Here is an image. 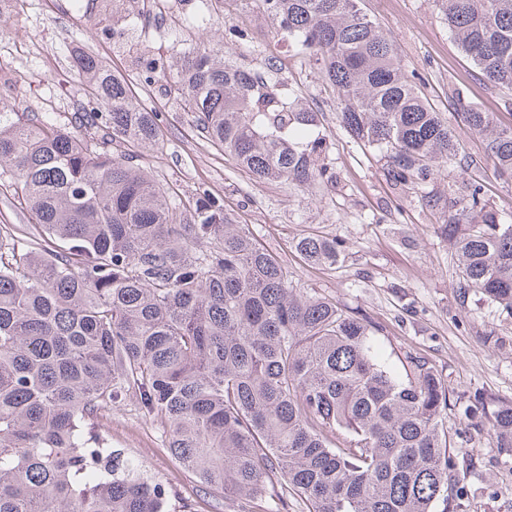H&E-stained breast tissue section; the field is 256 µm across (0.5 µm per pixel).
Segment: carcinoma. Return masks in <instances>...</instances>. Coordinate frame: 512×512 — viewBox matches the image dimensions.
<instances>
[{"label": "carcinoma", "mask_w": 512, "mask_h": 512, "mask_svg": "<svg viewBox=\"0 0 512 512\" xmlns=\"http://www.w3.org/2000/svg\"><path fill=\"white\" fill-rule=\"evenodd\" d=\"M479 74L512 91V0H436ZM337 93L352 139L387 158L395 186L418 187L456 163L458 144L357 0H261ZM89 83L76 117L104 137L0 115V178L41 229L0 251V512H176L142 464L90 436L128 400L166 429V448L239 512H434L469 468L451 452L448 409L486 423L512 456V401L466 399L420 359L393 371L375 327L335 299L292 284L202 184L181 198L142 153L163 147L162 119L82 51ZM177 95L197 131L258 182L307 190L329 181L317 114L258 73L197 47ZM486 163L512 179V129L468 109ZM448 208L463 294L512 314V224L483 185L462 181ZM294 249L333 269L342 245L307 235Z\"/></svg>", "instance_id": "carcinoma-1"}]
</instances>
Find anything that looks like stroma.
<instances>
[{
	"instance_id": "stroma-1",
	"label": "stroma",
	"mask_w": 512,
	"mask_h": 512,
	"mask_svg": "<svg viewBox=\"0 0 512 512\" xmlns=\"http://www.w3.org/2000/svg\"><path fill=\"white\" fill-rule=\"evenodd\" d=\"M359 6L392 39L405 68L442 112L461 157L473 162L466 177L483 184L502 221L512 224V182L482 164L483 141L461 119L464 109L474 106L494 113L500 127L512 128V97L482 79L457 48L433 0H359ZM218 40L224 43L225 63L254 68L272 59L276 91L318 112L332 179L310 191L254 181L231 155L219 153L199 135L192 114L163 81L145 97L163 116L164 145L145 155L154 176L183 196L207 185L235 223L248 225L265 248L284 260L296 287L336 298L345 309L370 318L376 325L374 348L394 370H401L407 358L419 357L456 393L512 400V315L477 296H460L454 251L442 232L448 214L421 200L425 194L460 195L454 170L419 188H395L385 158L341 129L337 101L322 74L281 37L260 0H229L223 18L205 23L194 37L198 44ZM79 49L98 55L140 91L123 46L103 45L85 17L63 20L49 0H27L23 12L0 15V61L9 62L14 72L10 85H0V113L19 112L34 120L50 116L73 126L86 99L72 62ZM64 80L72 86L71 97L52 101L54 88ZM310 234L341 241L343 264L324 270L305 263L292 244ZM96 431L105 444L138 458L190 512H238L237 501L205 492L194 474L170 456L162 425L142 418L134 402L104 413ZM455 453L472 460L461 512H512V458L499 455L491 434H473Z\"/></svg>"
}]
</instances>
